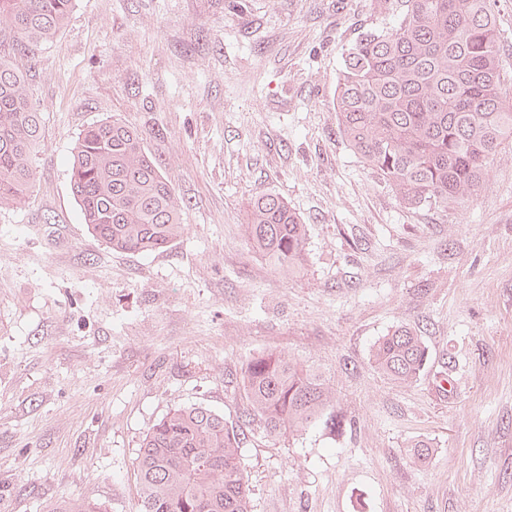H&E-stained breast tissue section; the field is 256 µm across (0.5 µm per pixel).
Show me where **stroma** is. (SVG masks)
Returning a JSON list of instances; mask_svg holds the SVG:
<instances>
[{"label":"stroma","instance_id":"1","mask_svg":"<svg viewBox=\"0 0 512 512\" xmlns=\"http://www.w3.org/2000/svg\"><path fill=\"white\" fill-rule=\"evenodd\" d=\"M400 0H76L30 85L45 145L0 209V512L91 495L138 512L141 439L171 408L237 422L250 355L285 351L336 390L344 426L242 451L252 512H512V146L465 206L409 209L338 131L343 59ZM119 116L184 200L148 255L93 237L68 160ZM308 229L273 270L242 231L255 193ZM399 325L430 352L396 386L369 358ZM433 442L428 466L405 453Z\"/></svg>","mask_w":512,"mask_h":512}]
</instances>
